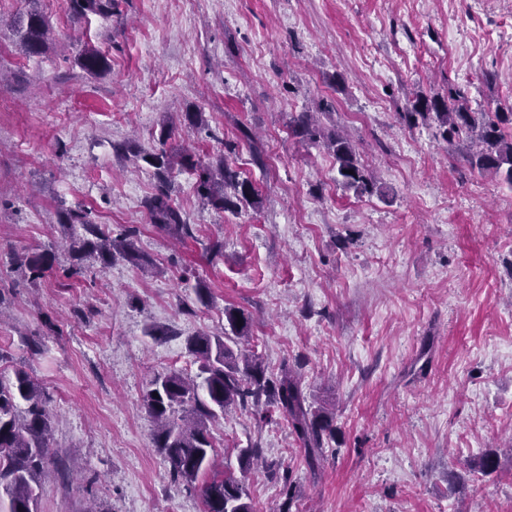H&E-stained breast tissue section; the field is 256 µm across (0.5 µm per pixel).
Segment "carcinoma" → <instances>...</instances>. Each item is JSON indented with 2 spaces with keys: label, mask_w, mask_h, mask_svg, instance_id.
<instances>
[{
  "label": "carcinoma",
  "mask_w": 512,
  "mask_h": 512,
  "mask_svg": "<svg viewBox=\"0 0 512 512\" xmlns=\"http://www.w3.org/2000/svg\"><path fill=\"white\" fill-rule=\"evenodd\" d=\"M113 3L114 0H71V7L79 16L108 15ZM48 31L44 16L36 11L20 24V38L29 55L43 51ZM77 63L92 76L106 74L111 68L109 59L95 48L84 49ZM405 117L435 125L449 143H470L468 165L512 189V106L505 111L474 112L461 92L450 88L445 96L416 95ZM291 125L312 142L325 138V147L336 164V183L344 190L359 196L378 190L374 175L360 164L355 147L345 135H322L312 112L298 113ZM169 133V128L162 126L160 148L141 156L155 168L158 180L154 193L145 202L151 223L191 235V226L171 196V175L176 170L192 171L197 194L217 209L232 210L242 205L256 208L261 204L254 183L241 177L224 157H219L213 166L193 160L183 150H167ZM64 225H78L87 233L71 243L80 259L91 258L107 266L119 255L140 268L146 265L130 238H112L92 223L88 212L81 208L69 211ZM18 266L37 278L52 266V254H25L18 258ZM224 319L229 331L200 334L188 341V350L199 363L196 375L182 371L157 374L143 397L148 413L158 424L155 445L167 458L172 477L194 488L199 477L212 469L214 445L206 422L233 405L243 409L272 406L279 410L304 450L306 464L317 469L325 435L333 433L331 419L306 404L298 377L288 366L271 376L258 356L238 354L226 343L229 339L236 344L249 337L250 317L243 310L226 307ZM50 402L49 394L27 373L17 371L13 380L0 376V512H35V487L49 457ZM21 403L25 405L22 411ZM200 492L205 512H252L242 478L229 469L204 482Z\"/></svg>",
  "instance_id": "obj_1"
}]
</instances>
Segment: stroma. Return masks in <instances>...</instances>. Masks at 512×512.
Masks as SVG:
<instances>
[{
    "label": "stroma",
    "mask_w": 512,
    "mask_h": 512,
    "mask_svg": "<svg viewBox=\"0 0 512 512\" xmlns=\"http://www.w3.org/2000/svg\"><path fill=\"white\" fill-rule=\"evenodd\" d=\"M34 10L50 36L31 56L16 26ZM88 46L108 74L79 68ZM451 87L477 112L512 105V0H116L82 18L70 0H0V376L23 369L53 398L36 512H204L143 395L156 373H197L187 341L222 332L228 305L334 428L312 472L283 415L208 420L219 468L261 450L253 512H512V189L402 117ZM298 112L348 132L379 192L342 189ZM165 126L201 162L225 156L260 207L215 209L184 172L192 236L151 224L141 156ZM77 206L134 231L158 273L78 260L61 226ZM49 248L43 277L17 267Z\"/></svg>",
    "instance_id": "obj_1"
}]
</instances>
